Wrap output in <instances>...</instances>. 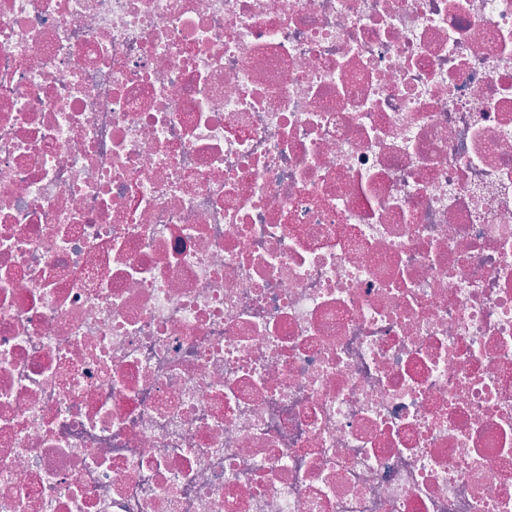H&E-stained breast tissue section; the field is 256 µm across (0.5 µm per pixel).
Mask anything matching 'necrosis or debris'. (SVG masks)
Here are the masks:
<instances>
[{"instance_id": "necrosis-or-debris-1", "label": "necrosis or debris", "mask_w": 512, "mask_h": 512, "mask_svg": "<svg viewBox=\"0 0 512 512\" xmlns=\"http://www.w3.org/2000/svg\"><path fill=\"white\" fill-rule=\"evenodd\" d=\"M0 512H512V0H0Z\"/></svg>"}]
</instances>
